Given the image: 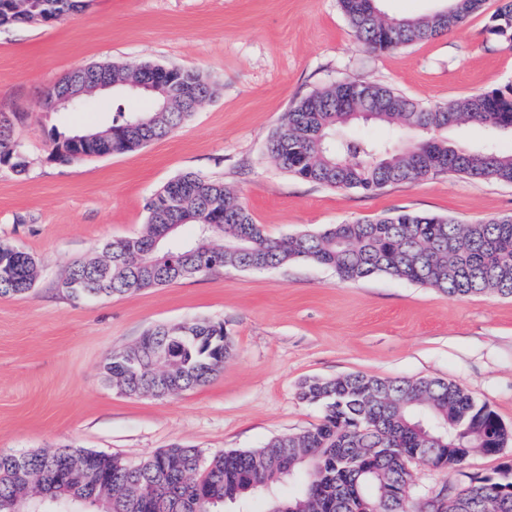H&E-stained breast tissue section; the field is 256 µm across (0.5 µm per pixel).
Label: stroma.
Returning <instances> with one entry per match:
<instances>
[{
    "label": "stroma",
    "mask_w": 512,
    "mask_h": 512,
    "mask_svg": "<svg viewBox=\"0 0 512 512\" xmlns=\"http://www.w3.org/2000/svg\"><path fill=\"white\" fill-rule=\"evenodd\" d=\"M486 0L448 33L389 52L357 40L338 0H88L49 24L0 26V113L28 170L0 171V242L38 261L34 287L0 297V451L67 446L139 463L181 444L202 456L254 450L319 424L300 400L312 379L351 373L461 385L512 429V298L455 299L385 274L343 281L295 261L198 275L123 296L76 300L65 271L106 241L140 234L153 195L183 172L223 181L268 237L398 210L476 223L512 214V184L442 173L374 192L331 188L281 170L267 146L296 100L340 81L393 88L432 107L512 86V47L489 32ZM146 63L200 70L211 97L166 138L125 153L53 159L54 132L109 123L111 94L87 112H43L72 69ZM222 323L233 354L174 398L126 396L102 364L158 323ZM503 454L471 453L460 471L412 466L411 497L498 477Z\"/></svg>",
    "instance_id": "1"
}]
</instances>
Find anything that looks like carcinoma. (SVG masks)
Returning <instances> with one entry per match:
<instances>
[{"label":"carcinoma","mask_w":512,"mask_h":512,"mask_svg":"<svg viewBox=\"0 0 512 512\" xmlns=\"http://www.w3.org/2000/svg\"><path fill=\"white\" fill-rule=\"evenodd\" d=\"M358 40L374 51H391L433 39L483 10L485 0H449L448 12L391 18L370 0H339ZM86 0H0V25L46 24L76 13ZM492 34L512 46V0L490 17ZM173 94L147 93L150 107L121 103L112 117V151L131 152L181 127L192 113L188 98L204 103L212 87L202 72L171 67L160 75ZM152 81L150 72L112 66V80ZM387 125L384 140L354 137L350 124ZM479 124L512 132V87L423 108L394 89L340 82L292 104L272 137L268 153L286 173L313 183L376 191L393 183L423 181L443 172L512 184V153L487 145L474 149L448 142L442 132ZM52 158L68 161L96 151L73 136H54ZM0 168L22 175L27 160L13 140L10 121L0 125ZM144 231L109 241L95 256L73 263L64 281H79L103 297L160 288L200 273L273 268L292 261L328 266L344 280L387 274L436 288L453 298L494 293L512 297V215L461 224L451 217L397 211L280 239L267 237L248 208L221 181L187 171L147 204ZM196 227L193 238L181 228ZM163 262L139 265L148 251ZM37 276L35 257L14 254L0 242V297L28 293ZM224 325L206 320L161 323L147 329L124 357L103 365L112 388L165 397L208 382L231 355ZM300 398L320 403L323 420L313 429L271 439L252 451H227L207 459L195 448L174 445L144 462L76 448L63 451H0V512H56L60 505L83 512H224V504L253 495L270 498L269 512H422L406 493L404 463L417 448H435L429 461L459 470L474 450L486 455L507 441L486 404L460 385L436 378L385 379L353 373L313 379ZM293 478L295 492L275 489ZM503 478H470L460 497L448 488L439 512H512Z\"/></svg>","instance_id":"obj_1"}]
</instances>
